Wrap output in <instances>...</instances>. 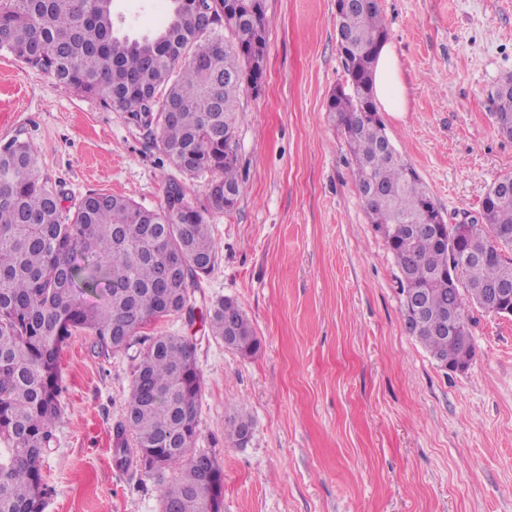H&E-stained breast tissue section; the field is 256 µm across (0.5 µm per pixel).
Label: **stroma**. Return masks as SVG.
<instances>
[{
	"mask_svg": "<svg viewBox=\"0 0 512 512\" xmlns=\"http://www.w3.org/2000/svg\"><path fill=\"white\" fill-rule=\"evenodd\" d=\"M124 29L163 19L164 0H116ZM409 86L386 132L447 223L479 213L512 173V139L494 118L512 75V0H380ZM259 93L237 114L241 193L209 223L214 270L186 337L201 376L197 447L224 472L223 512H512V316L467 306L475 356L449 371L405 329L398 268L369 224L344 137L326 110L345 80L336 0H265ZM31 144L41 178L67 198L110 193L165 206L180 178L129 112L0 54V145ZM235 298L261 341L240 357L211 335L205 309ZM138 348L102 358L76 334L63 348L64 412L42 464L44 512H161L178 476L113 464ZM253 421L228 442L233 411Z\"/></svg>",
	"mask_w": 512,
	"mask_h": 512,
	"instance_id": "1",
	"label": "stroma"
}]
</instances>
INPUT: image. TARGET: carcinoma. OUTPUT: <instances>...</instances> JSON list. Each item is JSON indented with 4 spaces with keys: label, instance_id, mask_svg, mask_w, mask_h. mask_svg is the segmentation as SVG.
<instances>
[{
    "label": "carcinoma",
    "instance_id": "1",
    "mask_svg": "<svg viewBox=\"0 0 512 512\" xmlns=\"http://www.w3.org/2000/svg\"><path fill=\"white\" fill-rule=\"evenodd\" d=\"M114 2L0 0V53L115 112L142 115L183 174L211 175L206 203L173 180L167 192L182 201L175 210L158 212L104 193L65 210L62 191L40 179L34 149L17 139L0 145V512H43L42 461L63 410L60 354L79 332L105 358L142 345L125 420L113 431L117 467L134 460L146 474L180 468L163 512H209L224 494L215 456L194 449L201 392L194 349L175 333L143 330L185 309L194 319L200 277L215 268L207 215L232 211L240 195L236 112L247 90L241 78L263 75L264 0H238L228 20L226 0H206L209 27L197 22L194 0H167L163 27L138 38L120 33ZM336 28L349 40L342 52L346 79L326 110L350 149L368 219L396 261L404 322L419 300L427 330L415 339L453 371L459 358L473 359L474 349L439 329L448 323V285L463 288L459 336L470 335L468 303L497 306L487 288L512 285V189H505L512 174L492 185L479 217L468 222V247L489 257L454 251L453 229L434 223L433 199L382 135L373 91L375 59L387 36L379 0H350L336 15ZM494 116L506 134L512 91H496ZM207 318L226 348L244 357L259 352L260 340L236 300L216 299ZM251 430L249 416L235 411L224 435L238 444Z\"/></svg>",
    "mask_w": 512,
    "mask_h": 512
}]
</instances>
